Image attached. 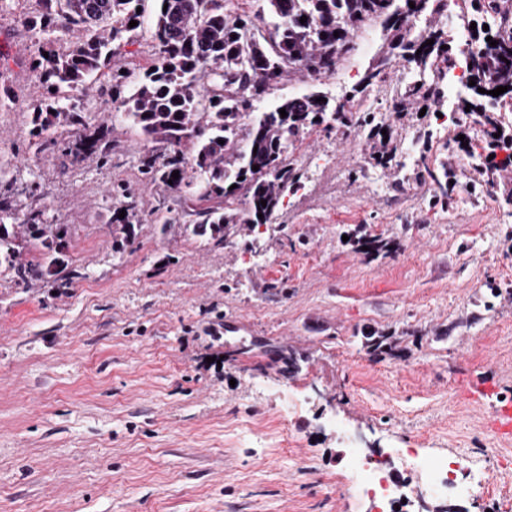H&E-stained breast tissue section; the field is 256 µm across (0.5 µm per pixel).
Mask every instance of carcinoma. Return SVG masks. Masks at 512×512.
<instances>
[{"instance_id": "1", "label": "carcinoma", "mask_w": 512, "mask_h": 512, "mask_svg": "<svg viewBox=\"0 0 512 512\" xmlns=\"http://www.w3.org/2000/svg\"><path fill=\"white\" fill-rule=\"evenodd\" d=\"M40 2L44 21L29 26L39 34L33 70L45 89V98L32 110L34 144L39 152L56 149L57 129L62 127L75 136L64 152L70 163L93 156L106 161L109 128L86 133L89 116L82 101L103 73L112 90L124 87L127 74L117 64L119 41L143 25L144 12L137 8L144 7V0ZM157 2L151 16L152 63L123 104L145 141L167 144V152L155 155L149 150L141 157L145 179L173 192L196 185L198 199L216 201L194 210L193 233L217 245L238 234L242 224L268 223L284 193L301 187L287 161L288 149L321 125L331 129L337 123L367 132L370 165L405 169L392 141L382 135L390 124H374L373 112L358 108L355 98L331 109L316 93L290 97L247 123L254 93L296 77L318 80L330 75L351 50L355 33L371 20H381L385 43L362 89L381 83L386 69L399 60L414 74L392 98L391 116L421 103H440L444 88L439 74L455 59L452 39L437 23L445 0H262V8L252 15L228 7L233 0ZM461 9L497 19L472 36L475 49L467 80L475 85L459 106L487 137L486 150L467 153L473 169L482 173L504 167L495 155L512 145V126L502 127L496 116L512 112V35L506 38L500 31L502 22L512 28V0H462ZM132 20L138 25L129 26ZM488 37L497 45H489ZM430 39L434 44H427ZM499 86L508 87L507 92L488 94ZM480 88L485 92H478ZM174 171L179 172L176 179ZM415 178L431 183L436 196L446 199L457 187V168L448 163L430 167L420 159ZM115 193L124 198L112 212L115 246L121 248L135 236L129 217L136 200L125 187ZM122 210L126 214L120 219ZM2 265L19 284L37 280L60 289L70 287L76 277L68 269L56 227L45 224L40 210L14 216L12 224L0 223Z\"/></svg>"}]
</instances>
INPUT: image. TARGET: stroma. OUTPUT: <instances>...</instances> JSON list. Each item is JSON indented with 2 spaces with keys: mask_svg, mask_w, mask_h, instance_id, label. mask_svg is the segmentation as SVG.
I'll list each match as a JSON object with an SVG mask.
<instances>
[{
  "mask_svg": "<svg viewBox=\"0 0 512 512\" xmlns=\"http://www.w3.org/2000/svg\"><path fill=\"white\" fill-rule=\"evenodd\" d=\"M31 0H0V194L68 231L79 279L53 291L0 272V512H372L344 448L463 453L494 492L437 500L408 478L404 512H512V443L490 430L512 401V169L472 171L439 129L460 192L354 165L364 134L316 128L291 157L302 187L268 224L214 246L192 233L189 191L147 183L148 145L106 86L84 100L112 122L107 164L63 167L30 136L39 82ZM384 43L367 23L330 76L255 101L354 93L385 112L399 84L362 89ZM134 191L136 236L113 245L112 192ZM382 249L363 250L365 241ZM366 331L382 336L376 352ZM293 398L295 437L271 431Z\"/></svg>",
  "mask_w": 512,
  "mask_h": 512,
  "instance_id": "obj_1",
  "label": "stroma"
}]
</instances>
